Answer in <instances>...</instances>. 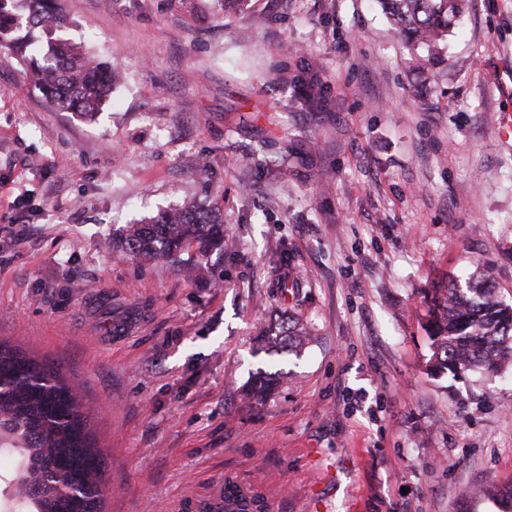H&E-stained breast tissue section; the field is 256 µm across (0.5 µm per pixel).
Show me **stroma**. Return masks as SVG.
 Segmentation results:
<instances>
[{"mask_svg": "<svg viewBox=\"0 0 512 512\" xmlns=\"http://www.w3.org/2000/svg\"><path fill=\"white\" fill-rule=\"evenodd\" d=\"M465 3L424 83L377 0H64L121 77L87 122L0 48V339L78 385L104 512H205L228 478L265 512H500L512 369L432 376L424 329L473 272L512 304V0ZM189 199L223 251L113 254ZM288 315L314 342L254 353ZM260 370L282 378L251 403Z\"/></svg>", "mask_w": 512, "mask_h": 512, "instance_id": "stroma-1", "label": "stroma"}]
</instances>
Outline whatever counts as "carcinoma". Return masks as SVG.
<instances>
[{
	"instance_id": "obj_1",
	"label": "carcinoma",
	"mask_w": 512,
	"mask_h": 512,
	"mask_svg": "<svg viewBox=\"0 0 512 512\" xmlns=\"http://www.w3.org/2000/svg\"><path fill=\"white\" fill-rule=\"evenodd\" d=\"M410 50L412 70L436 77L443 63L440 43L461 9L460 0H381ZM66 24L60 0H0V46L24 61L34 87L48 103L83 120L94 119L108 102L117 74L107 62L69 38L56 35ZM218 214L195 200L145 223L127 224L112 237L113 248L153 260H175L195 247L206 257L224 249ZM426 323L432 341L431 369L454 377L473 370L498 372L512 364V305L496 288L473 276L461 288L434 289ZM311 339L294 317L256 337L258 350L300 354ZM275 373L258 371L243 395L260 401L276 388ZM77 386L61 370L0 341V439L11 437L20 453L21 503L36 512H100L107 493L103 455L91 444L92 424L77 403ZM224 501L236 509L264 512L257 496L224 485Z\"/></svg>"
}]
</instances>
